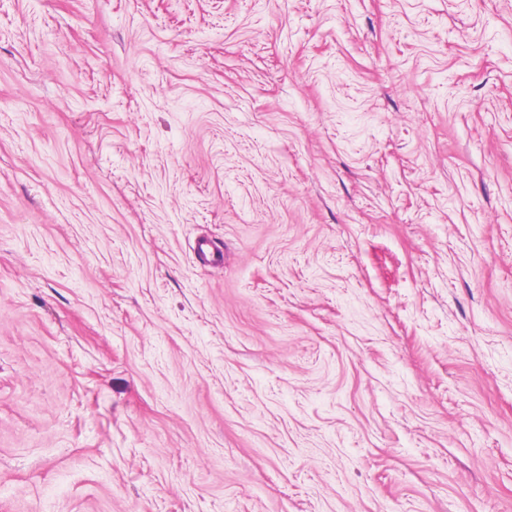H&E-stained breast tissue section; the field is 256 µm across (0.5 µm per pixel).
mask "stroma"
I'll return each instance as SVG.
<instances>
[{
    "label": "stroma",
    "mask_w": 512,
    "mask_h": 512,
    "mask_svg": "<svg viewBox=\"0 0 512 512\" xmlns=\"http://www.w3.org/2000/svg\"><path fill=\"white\" fill-rule=\"evenodd\" d=\"M0 512H512V0H0Z\"/></svg>",
    "instance_id": "35a3bbf8"
}]
</instances>
